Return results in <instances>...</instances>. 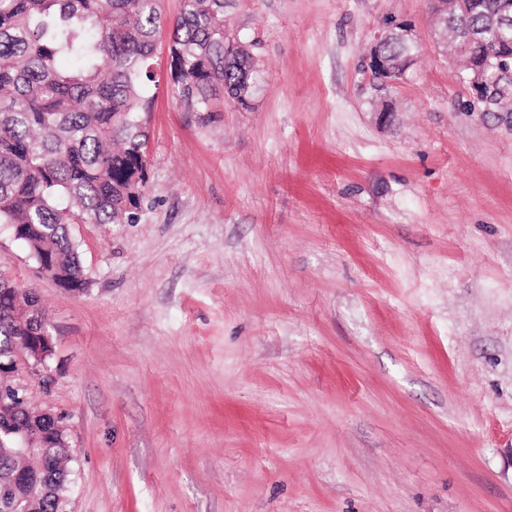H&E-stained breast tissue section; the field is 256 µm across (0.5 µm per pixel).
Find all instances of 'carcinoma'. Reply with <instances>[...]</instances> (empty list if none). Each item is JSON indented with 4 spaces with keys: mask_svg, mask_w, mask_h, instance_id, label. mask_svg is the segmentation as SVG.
Instances as JSON below:
<instances>
[{
    "mask_svg": "<svg viewBox=\"0 0 512 512\" xmlns=\"http://www.w3.org/2000/svg\"><path fill=\"white\" fill-rule=\"evenodd\" d=\"M470 16L448 18L456 43L496 12L499 0H469ZM170 30V84L184 112L220 121L224 96L251 97L253 55L224 42V0H182L170 18L161 0H0V224L23 241L37 268L64 289L88 287L72 224H136L148 188L147 117L156 82L157 38ZM382 55L399 62L416 45L392 38ZM512 110V88L493 93ZM33 288L0 284V392H12L19 337L40 340ZM60 420L30 404L0 405V512H65L73 461L55 439ZM44 441L18 448L15 431Z\"/></svg>",
    "mask_w": 512,
    "mask_h": 512,
    "instance_id": "obj_1",
    "label": "carcinoma"
}]
</instances>
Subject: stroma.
<instances>
[{
    "label": "stroma",
    "mask_w": 512,
    "mask_h": 512,
    "mask_svg": "<svg viewBox=\"0 0 512 512\" xmlns=\"http://www.w3.org/2000/svg\"><path fill=\"white\" fill-rule=\"evenodd\" d=\"M432 28L430 0H224L258 87L201 126L161 34L140 220L70 227L87 291L0 224L52 322L25 395L67 427L66 512H512V112ZM382 39V38H381ZM381 39H378V41L373 45V47L370 50L369 53V63L368 67L370 71L372 70V73H377L382 76L381 83L379 85H376L375 87L381 88L385 86L388 83L394 82L393 80L389 79L387 76V63L384 57L388 58L390 61L393 62V67L398 70L395 75L393 76V79L398 80L402 79V77L406 74L403 72L402 69H400V66L398 62H402L404 58L408 54H416V45L415 44H406L397 40H394L393 38H390L384 42H382L379 46V41ZM384 56V57H383Z\"/></svg>",
    "instance_id": "35a3bbf8"
}]
</instances>
